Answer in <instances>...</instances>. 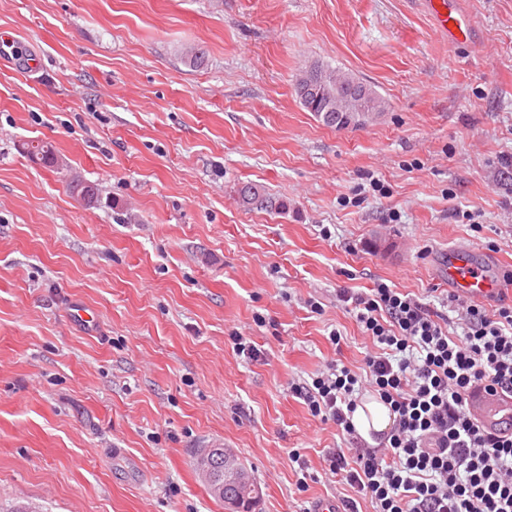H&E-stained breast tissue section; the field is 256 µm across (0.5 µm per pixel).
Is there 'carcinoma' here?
<instances>
[{"instance_id": "cac0c4a2", "label": "carcinoma", "mask_w": 512, "mask_h": 512, "mask_svg": "<svg viewBox=\"0 0 512 512\" xmlns=\"http://www.w3.org/2000/svg\"><path fill=\"white\" fill-rule=\"evenodd\" d=\"M313 83L322 91V97L311 103L301 100V103L308 111L314 112V115L321 119L324 125L336 127L338 129L349 127H360L370 123L378 109L381 107V101L371 88H366L364 96L357 99L349 94L348 85L357 83V80L351 77H345L337 74V71L323 65H313L303 71L296 82L295 90ZM340 107L338 113L344 117L343 121L336 120V113L321 111L322 106ZM29 154L40 160L48 167H54L56 153L53 146L47 142L38 141L30 144ZM239 202L248 209L263 208L272 206L271 197L265 188L258 184H246L239 190Z\"/></svg>"}]
</instances>
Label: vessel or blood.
Here are the masks:
<instances>
[{"mask_svg": "<svg viewBox=\"0 0 512 512\" xmlns=\"http://www.w3.org/2000/svg\"><path fill=\"white\" fill-rule=\"evenodd\" d=\"M425 5L436 29L449 42L466 40V15L458 0H425ZM444 272L449 289L475 301L489 302L501 290L500 278L490 276L485 265L474 260L471 251L463 246L449 249ZM468 409L473 419L485 428L499 430L512 427L511 395H491L481 391L470 398Z\"/></svg>", "mask_w": 512, "mask_h": 512, "instance_id": "obj_1", "label": "vessel or blood"}]
</instances>
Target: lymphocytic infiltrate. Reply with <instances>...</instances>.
<instances>
[{
  "label": "lymphocytic infiltrate",
  "mask_w": 512,
  "mask_h": 512,
  "mask_svg": "<svg viewBox=\"0 0 512 512\" xmlns=\"http://www.w3.org/2000/svg\"><path fill=\"white\" fill-rule=\"evenodd\" d=\"M339 297L373 343L365 370L334 361L293 392L346 435L324 458L326 478L345 490L343 512L365 502L372 512H512V432L480 426L467 409L476 390L512 393V303L452 293L446 316L384 282ZM367 392L392 419L373 446L351 420Z\"/></svg>",
  "instance_id": "1"
}]
</instances>
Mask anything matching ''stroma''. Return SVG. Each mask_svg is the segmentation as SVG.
<instances>
[{
    "instance_id": "1",
    "label": "stroma",
    "mask_w": 512,
    "mask_h": 512,
    "mask_svg": "<svg viewBox=\"0 0 512 512\" xmlns=\"http://www.w3.org/2000/svg\"><path fill=\"white\" fill-rule=\"evenodd\" d=\"M461 7L451 44L420 0H0L20 50L0 59V512H225L194 465L213 443L257 512L335 498L344 440L290 386L372 350L340 290L381 280L445 314L448 247L512 271V0ZM315 64L382 113L324 125L294 91ZM247 183L275 208L241 206Z\"/></svg>"
}]
</instances>
